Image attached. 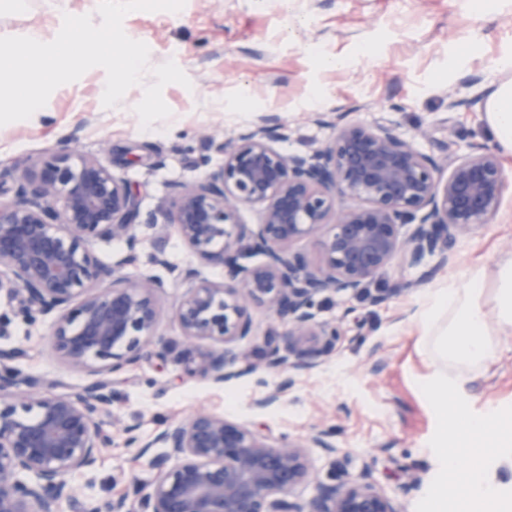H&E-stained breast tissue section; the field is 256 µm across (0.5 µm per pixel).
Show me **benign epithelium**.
Listing matches in <instances>:
<instances>
[{
	"label": "benign epithelium",
	"mask_w": 512,
	"mask_h": 512,
	"mask_svg": "<svg viewBox=\"0 0 512 512\" xmlns=\"http://www.w3.org/2000/svg\"><path fill=\"white\" fill-rule=\"evenodd\" d=\"M316 121L332 134L304 155L273 146L282 125L275 112L217 145L202 135L223 153L220 169L174 185L170 210L145 223L139 192L98 157L70 149L17 168L14 197L0 200V297L26 322L54 315V352L83 380L46 385L24 377L17 363L25 350L0 346V512H399L367 467L340 484L318 485L307 499L295 496L314 481L310 449L338 453L328 431L274 442L201 409L143 439L112 410V376L169 353L159 333L163 281L125 273L147 241L153 264L184 289L176 319L185 340L198 345L184 357L185 374L221 385L259 369L320 366L341 332L316 320L318 297L348 291L374 306L409 292L448 264L449 243L496 219L508 189L497 149L474 143L460 155L449 134L427 154L391 123L342 115ZM243 205L262 207L257 229L240 221ZM171 231L224 278L170 264ZM101 241L121 242L123 257L101 261ZM303 241L318 262L296 249ZM252 254L264 261L243 265ZM396 261L420 271L418 278L369 293ZM253 307L272 317L261 360L240 345L251 335ZM293 384L284 376L255 406L279 405ZM119 425L127 447L152 454L158 478L136 490L135 503L86 499L71 477L94 469Z\"/></svg>",
	"instance_id": "1"
}]
</instances>
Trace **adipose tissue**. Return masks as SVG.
I'll use <instances>...</instances> for the list:
<instances>
[{"instance_id": "obj_1", "label": "adipose tissue", "mask_w": 512, "mask_h": 512, "mask_svg": "<svg viewBox=\"0 0 512 512\" xmlns=\"http://www.w3.org/2000/svg\"><path fill=\"white\" fill-rule=\"evenodd\" d=\"M485 121L495 141L512 151V82L501 84L488 99ZM414 319L424 332H436L438 361L489 368L502 347L512 343V255L500 259L495 279L473 268L425 293ZM466 488L462 512H501L500 485L487 472L483 458L471 461Z\"/></svg>"}]
</instances>
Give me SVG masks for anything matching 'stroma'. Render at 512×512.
I'll use <instances>...</instances> for the list:
<instances>
[{
    "mask_svg": "<svg viewBox=\"0 0 512 512\" xmlns=\"http://www.w3.org/2000/svg\"><path fill=\"white\" fill-rule=\"evenodd\" d=\"M46 2L24 0L21 10L0 11V35L38 27L54 39L64 15ZM123 29L148 45L150 66L171 59L189 77L190 87L171 83L163 89L170 117L142 127L134 108L153 81L149 75L116 107H104L106 73L92 68L58 87L30 119L0 126V198L13 197L15 168L68 148L74 134L72 146L104 157L115 175L139 190L148 215L168 207L174 184L222 165L223 155L206 147L201 133L223 141L250 129L262 112L282 117L276 146L287 155L311 152L329 138L330 129L315 119L319 112H342L368 125L392 123L425 153L450 134L463 155L471 143L493 138L484 105L452 110L449 96L487 98L512 81V68L502 66L512 57V0H185L177 12H131ZM464 42L472 51L462 56ZM471 75L479 84L464 86ZM425 128L429 137H420ZM202 155L208 165L194 167ZM453 251V262L422 288L381 305L343 292L317 298L318 319L341 326L338 351L298 374L280 405L261 410L254 400L273 387L279 371L260 370L222 385L184 375L177 352L185 344L174 315L182 290L168 269L152 263L153 249L144 245L129 273L163 280L160 331L177 352L164 362L128 366L112 387L113 408L145 437L200 409L277 440L323 429L332 433L338 453L328 457L312 449L317 481L337 483L367 467L399 512H429L445 482L434 451L442 418L430 390L438 367L413 315L423 291L443 287L473 266L495 277L500 258L512 255V188L494 223L459 239ZM51 323L48 316L32 324L12 319L0 344L25 348L19 368L26 375L80 383L81 374L63 366L52 349ZM446 372L463 379L449 406L488 420L484 432L451 437L459 466L468 468L473 455L485 457L512 507V468L496 462L500 439L512 436V351L488 371L450 366ZM411 470L419 476L414 485L407 478ZM156 478L150 456L126 447L117 431L96 469L73 482L85 496L105 500L133 496L135 487Z\"/></svg>",
    "mask_w": 512,
    "mask_h": 512,
    "instance_id": "stroma-1",
    "label": "stroma"
}]
</instances>
